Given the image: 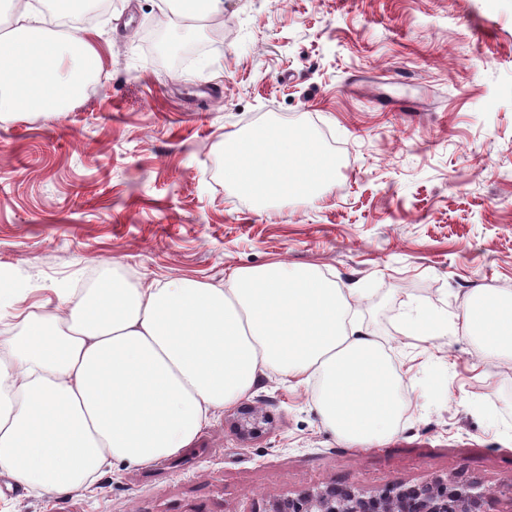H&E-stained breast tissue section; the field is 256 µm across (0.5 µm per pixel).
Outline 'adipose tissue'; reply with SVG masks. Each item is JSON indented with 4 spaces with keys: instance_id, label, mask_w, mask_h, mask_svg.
Segmentation results:
<instances>
[{
    "instance_id": "adipose-tissue-1",
    "label": "adipose tissue",
    "mask_w": 512,
    "mask_h": 512,
    "mask_svg": "<svg viewBox=\"0 0 512 512\" xmlns=\"http://www.w3.org/2000/svg\"><path fill=\"white\" fill-rule=\"evenodd\" d=\"M0 33V115L57 112L102 71L90 36H44L31 0H12ZM225 180L260 200L305 197L336 170L295 130L231 137ZM358 291L282 263L230 272L216 285L185 275L122 278L67 291L0 336V469L30 489L64 495L104 466L148 465L186 448L214 412L259 374L317 379L322 423L351 444L394 434L399 378L371 330L353 322ZM455 331L485 363L512 364V294L478 288Z\"/></svg>"
}]
</instances>
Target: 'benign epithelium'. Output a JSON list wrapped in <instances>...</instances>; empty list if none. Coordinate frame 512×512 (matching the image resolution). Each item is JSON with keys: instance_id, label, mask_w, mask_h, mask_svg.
Returning <instances> with one entry per match:
<instances>
[{"instance_id": "benign-epithelium-1", "label": "benign epithelium", "mask_w": 512, "mask_h": 512, "mask_svg": "<svg viewBox=\"0 0 512 512\" xmlns=\"http://www.w3.org/2000/svg\"><path fill=\"white\" fill-rule=\"evenodd\" d=\"M487 495L472 482L394 484L374 495L330 484L274 502L268 512H486Z\"/></svg>"}]
</instances>
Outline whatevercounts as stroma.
<instances>
[{
    "mask_svg": "<svg viewBox=\"0 0 512 512\" xmlns=\"http://www.w3.org/2000/svg\"><path fill=\"white\" fill-rule=\"evenodd\" d=\"M90 28L103 72L82 96L0 120V271L21 308L105 277L219 284L284 261L359 288L405 411L354 446L322 425L315 383L266 373L163 461L64 496L0 469V512H267L329 483L435 479L512 512V368L487 374L446 329L473 289L512 290V0H224L190 38L159 0H111ZM285 128L335 180L307 200L235 194L225 137ZM408 316L431 337L403 334Z\"/></svg>",
    "mask_w": 512,
    "mask_h": 512,
    "instance_id": "obj_1",
    "label": "stroma"
}]
</instances>
